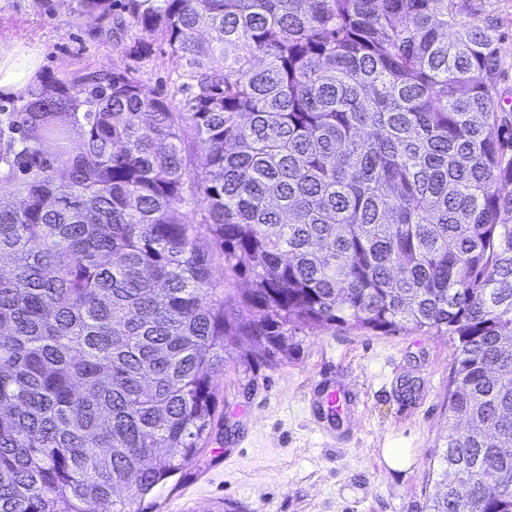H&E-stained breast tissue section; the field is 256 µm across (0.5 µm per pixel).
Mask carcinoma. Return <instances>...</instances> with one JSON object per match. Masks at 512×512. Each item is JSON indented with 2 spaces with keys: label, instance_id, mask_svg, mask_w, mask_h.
Instances as JSON below:
<instances>
[{
  "label": "carcinoma",
  "instance_id": "obj_1",
  "mask_svg": "<svg viewBox=\"0 0 512 512\" xmlns=\"http://www.w3.org/2000/svg\"><path fill=\"white\" fill-rule=\"evenodd\" d=\"M113 7L73 13L110 35ZM123 10L185 67V111L100 68L40 81L0 135V512H147L208 438L228 339L286 361L325 324L452 336L466 429L430 512H512V113L488 10Z\"/></svg>",
  "mask_w": 512,
  "mask_h": 512
}]
</instances>
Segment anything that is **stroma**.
I'll use <instances>...</instances> for the list:
<instances>
[{
	"mask_svg": "<svg viewBox=\"0 0 512 512\" xmlns=\"http://www.w3.org/2000/svg\"><path fill=\"white\" fill-rule=\"evenodd\" d=\"M74 0H0V55L32 53L40 78H63L102 66L126 70L182 110L189 94L180 62L159 38L95 18H74ZM509 48L499 85L512 111V0H490ZM292 358L247 366L255 354L245 338L219 377V408L202 451L148 500L152 512H217L223 502L241 512H428L437 491L433 473L457 420L448 412L453 341L447 333L319 326L297 332ZM358 396L324 429L309 398L323 376ZM385 448L411 449L409 471L390 472Z\"/></svg>",
	"mask_w": 512,
	"mask_h": 512,
	"instance_id": "stroma-1",
	"label": "stroma"
}]
</instances>
